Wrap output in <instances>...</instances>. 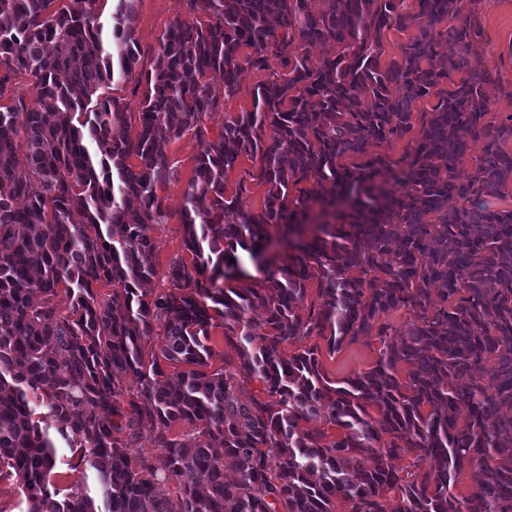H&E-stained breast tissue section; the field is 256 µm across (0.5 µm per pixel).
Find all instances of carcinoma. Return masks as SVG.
<instances>
[{
  "label": "carcinoma",
  "mask_w": 512,
  "mask_h": 512,
  "mask_svg": "<svg viewBox=\"0 0 512 512\" xmlns=\"http://www.w3.org/2000/svg\"><path fill=\"white\" fill-rule=\"evenodd\" d=\"M103 2L0 0V480H15L27 512H512V208L488 204L512 185V115L490 120L484 87L499 78L467 54L483 36L477 0L461 20L463 0H187L206 19L171 24L147 69L134 0H115L108 20ZM411 26L381 65L384 31ZM316 42L330 51L314 59ZM271 47L288 72L255 86L252 109L224 111L242 70L269 69ZM19 75L29 96L10 99ZM115 81L142 88L138 113L108 92ZM423 98L437 103L417 115ZM417 123L406 171L368 151ZM190 131L189 257L160 274L151 231L176 178L166 147ZM242 156L259 163V213L246 187L226 194ZM386 172L393 182L375 181ZM278 226L295 254L250 287L216 286L227 253L258 261ZM158 276L167 290H140ZM398 309L414 319L387 339L378 319ZM216 329L236 357L210 372ZM373 334L375 364L341 381L318 347L283 351L321 336L334 353ZM165 364L184 369L173 381ZM315 418L343 435L302 426ZM146 423L161 455L135 461ZM52 432L81 449L95 489L55 485ZM404 448L428 469L400 477ZM467 468L476 490L459 498Z\"/></svg>",
  "instance_id": "1"
}]
</instances>
